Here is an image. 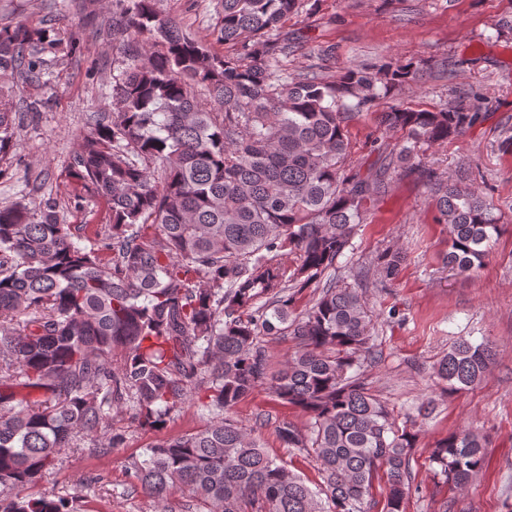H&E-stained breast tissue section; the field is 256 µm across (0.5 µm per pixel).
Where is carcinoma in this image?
<instances>
[{"label":"carcinoma","instance_id":"carcinoma-1","mask_svg":"<svg viewBox=\"0 0 512 512\" xmlns=\"http://www.w3.org/2000/svg\"><path fill=\"white\" fill-rule=\"evenodd\" d=\"M218 56L154 0H112V32L127 66L112 85V112L83 135L73 176L111 205L98 242L61 221L55 200L0 206V512H80L74 501L22 496L62 448L93 439L105 408L127 401L145 431L163 427L192 391L209 418L145 449L130 464L135 487L159 503L187 490L196 512H405L417 434L396 424L360 380L372 318L361 289L336 283V261L390 175L414 173L449 226L445 263L476 274L503 225L471 186L413 163L423 149L481 122L485 98L454 95L440 108L395 105L378 113L401 132L363 174L350 168L348 123L410 85L412 64L348 68L334 77L288 73L301 0H220ZM47 38L26 24L0 27V77L25 65ZM14 147V117L0 102V161ZM403 256L377 258L384 279ZM321 289L292 316L290 289ZM295 352L272 371L267 343ZM121 353L122 365L111 359ZM494 354L460 339L436 364L447 393L481 384ZM263 384L308 416L275 426L286 448L319 462L311 490L264 451L255 431L224 417ZM38 392L39 398L31 397ZM487 441L455 431L431 451L446 482L467 483Z\"/></svg>","mask_w":512,"mask_h":512}]
</instances>
